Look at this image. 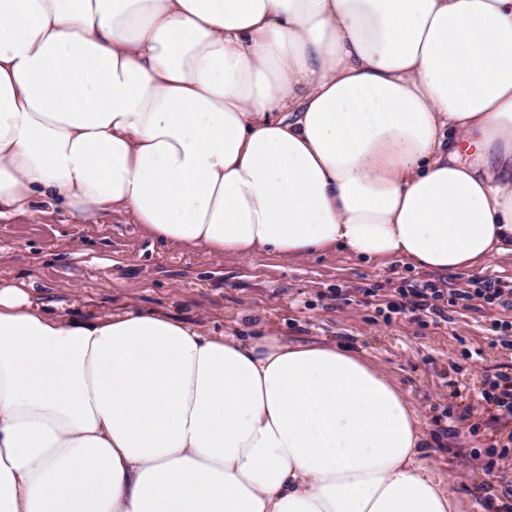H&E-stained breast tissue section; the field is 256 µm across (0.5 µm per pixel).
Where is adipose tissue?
I'll return each instance as SVG.
<instances>
[{
    "instance_id": "1",
    "label": "adipose tissue",
    "mask_w": 512,
    "mask_h": 512,
    "mask_svg": "<svg viewBox=\"0 0 512 512\" xmlns=\"http://www.w3.org/2000/svg\"><path fill=\"white\" fill-rule=\"evenodd\" d=\"M45 204L218 256L512 257V0H0V219ZM425 453L334 344L0 286V512H453Z\"/></svg>"
}]
</instances>
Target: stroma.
Returning <instances> with one entry per match:
<instances>
[{
	"instance_id": "1",
	"label": "stroma",
	"mask_w": 512,
	"mask_h": 512,
	"mask_svg": "<svg viewBox=\"0 0 512 512\" xmlns=\"http://www.w3.org/2000/svg\"><path fill=\"white\" fill-rule=\"evenodd\" d=\"M485 279L512 287V257L441 275L341 250L294 260L213 256L160 243L125 213L77 224L49 207L0 219L1 283L34 282L45 299L80 301L92 316L165 309L217 334L257 336L271 320L288 341L333 342L367 358L417 411L455 512H496L502 489L483 465L512 467V454L491 446L493 430H512V417L469 409L484 373L512 370V307L474 296ZM429 282L444 294L437 312L412 313L409 294ZM457 290L472 293L470 303L449 304ZM455 385L461 396H452Z\"/></svg>"
}]
</instances>
